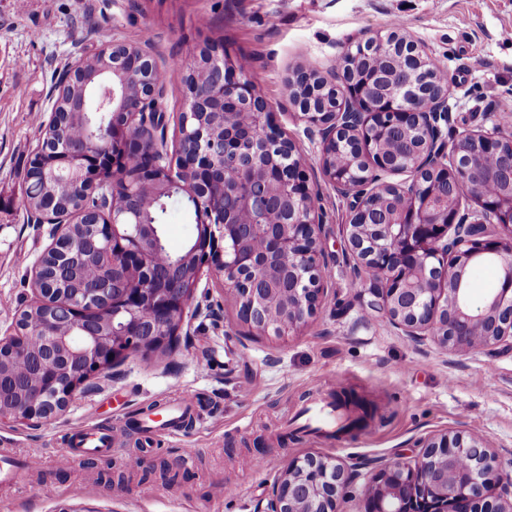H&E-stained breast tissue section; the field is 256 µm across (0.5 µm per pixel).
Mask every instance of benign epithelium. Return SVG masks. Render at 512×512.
<instances>
[{
  "mask_svg": "<svg viewBox=\"0 0 512 512\" xmlns=\"http://www.w3.org/2000/svg\"><path fill=\"white\" fill-rule=\"evenodd\" d=\"M358 47L364 54L389 47L421 68L422 76L413 74L405 83L414 105L391 113L399 126L420 133L410 162H389L369 138L378 113L367 111L365 88L350 71L343 70L345 96L336 92V69L329 77L306 71L293 101L303 134L319 147L325 180L347 202L344 243L353 273L370 295L366 306L405 335L430 336L456 354L512 350V131L490 114V126L463 129L448 140V94L430 75L425 47L402 31L370 36ZM97 53L112 55V115L126 118L95 135L112 137V156L64 141V114L55 109L42 120L57 137L39 141L26 179L63 180L80 195L94 194L104 186L102 169L110 167L115 197L163 183L168 193L194 202L196 235L185 255H170L160 266L154 225L121 222L107 202L75 215L50 207L33 213V223L51 225L50 244L30 269L32 297L14 332L0 336V420L39 426L63 412L92 377L111 375L128 355L176 347L206 268L224 275L243 322L261 334L288 336L301 329L326 294L325 224L302 156L272 122L270 104L257 95L249 74L219 44L207 46L205 85L188 93L178 116L184 132L170 146L166 113L160 111L164 86L152 79L150 48L114 40L100 44ZM340 139L360 148L364 171L356 182L338 174L333 163ZM469 143L502 157L501 187L490 194L485 175L464 157ZM131 153L140 158L133 173L125 166ZM50 154L54 160L44 161ZM257 167L263 171L260 192L253 177ZM442 186L455 203L437 212L430 202ZM390 191L403 198L404 207L392 217L371 215L369 200ZM273 195L293 203L278 224L237 221L242 210L266 213ZM466 195L476 207H462ZM88 213L93 218L82 225L86 234L80 238L73 222ZM98 249L120 278L68 287L85 252ZM487 262L500 267V279L475 309L470 275ZM142 272L151 282L127 287ZM176 272L182 277L173 285L169 279ZM19 361L34 370L7 394L1 384L13 377ZM370 464L378 468L368 487L371 512H512V500L484 502V492L495 486L512 497V461L502 463L483 442L460 431L423 442L411 463ZM359 476L355 465L307 455L287 465L257 512H336V500L351 493ZM415 482L423 488L419 499L407 492Z\"/></svg>",
  "mask_w": 512,
  "mask_h": 512,
  "instance_id": "1",
  "label": "benign epithelium"
}]
</instances>
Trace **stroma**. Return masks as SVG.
<instances>
[{
  "label": "stroma",
  "mask_w": 512,
  "mask_h": 512,
  "mask_svg": "<svg viewBox=\"0 0 512 512\" xmlns=\"http://www.w3.org/2000/svg\"><path fill=\"white\" fill-rule=\"evenodd\" d=\"M401 26L425 46L445 76L448 130L480 128L485 114L512 115V0H0V333H12L32 296L28 270L49 243L20 206L25 172L39 140L37 116L52 109L62 67L113 39L149 44L166 73L164 110L185 104L183 78L198 51L222 40L248 58L258 95L288 137L303 124L286 92L298 68L326 73L347 47ZM315 203L323 212L328 295L303 330L285 337L249 333L216 271L204 273L193 300L210 315L191 322V338L173 352L129 356L114 378L89 380L43 426L0 422V454L42 458V470L0 486V512H255L288 462L314 454L412 460L416 443L448 431L483 439L512 458V351L457 356L405 336L369 310L357 286L342 226L347 203L322 179L318 149L301 144ZM343 386L353 415L372 420L340 438L288 441L287 421L312 382ZM189 396L193 425L171 434L154 428L140 465H127L140 431L130 416ZM85 427L110 430L120 448L85 467L67 440ZM196 451L185 465L182 451ZM172 477L164 482L160 465ZM124 475L123 484L108 475ZM52 485L42 496L41 484Z\"/></svg>",
  "instance_id": "1"
}]
</instances>
